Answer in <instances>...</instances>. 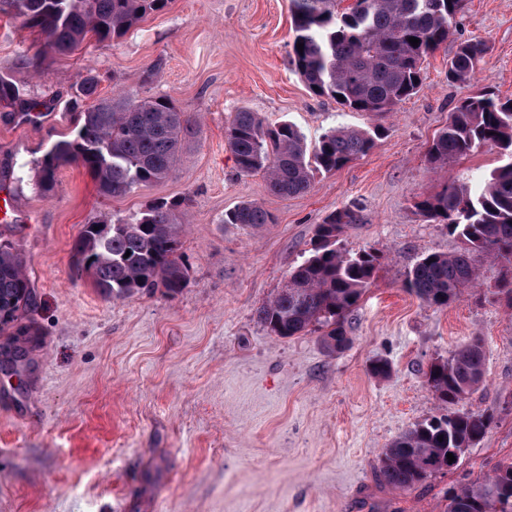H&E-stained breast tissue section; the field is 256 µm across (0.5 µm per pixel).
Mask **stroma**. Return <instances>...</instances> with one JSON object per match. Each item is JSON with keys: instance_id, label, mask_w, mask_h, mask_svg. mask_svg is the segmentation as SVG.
I'll use <instances>...</instances> for the list:
<instances>
[{"instance_id": "35a3bbf8", "label": "stroma", "mask_w": 512, "mask_h": 512, "mask_svg": "<svg viewBox=\"0 0 512 512\" xmlns=\"http://www.w3.org/2000/svg\"><path fill=\"white\" fill-rule=\"evenodd\" d=\"M464 39L488 51L473 81L452 84L448 61ZM291 40L289 0H171L121 40L90 38L66 54L43 51L38 31L0 14V75L39 103L28 116L0 104V199L16 205L0 237L25 259L37 333L27 364L0 373V512H446L453 491L512 459V307L496 294L499 266L476 259L475 287L445 308L404 286L421 256L461 246L415 201L451 183L478 190L505 161L484 145L435 170L425 153L462 98L512 99V0H467L420 91L380 120L311 94L289 64ZM90 71L101 97L166 95L190 112L197 125L173 177L106 197L68 164L52 195L34 190L36 164L70 134L69 94ZM240 108L311 141L339 127L384 132L367 155L282 198L262 174L235 169L224 125ZM181 197L183 291L103 299L73 263L82 227ZM248 201L274 224L225 223ZM353 204L362 219L340 247L384 259L345 323L350 345L330 355L319 332L270 335L257 309L307 257L316 225ZM475 336L485 377L461 406L493 412L491 428L453 469L409 490L384 485L382 449L442 410L429 366ZM378 359L389 376L372 374Z\"/></svg>"}]
</instances>
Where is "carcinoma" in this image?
Masks as SVG:
<instances>
[{
	"mask_svg": "<svg viewBox=\"0 0 512 512\" xmlns=\"http://www.w3.org/2000/svg\"><path fill=\"white\" fill-rule=\"evenodd\" d=\"M169 0H0V12L21 18L44 35V50L69 52L91 37L99 43L123 38L145 16L164 10ZM466 0H291L293 40L290 63L316 96L336 98L352 112L384 116L422 86L424 64L446 42ZM419 43L413 46L408 38ZM303 44L298 51L297 44ZM486 53L479 40L457 43L448 60V81L469 82ZM100 79L89 72L73 88L72 110L78 124L72 138L57 142L38 161L35 189L56 187V172L66 164L86 168L104 196L124 195L140 185L171 177L182 154L192 116L168 96L102 98ZM24 111L36 103L23 88L0 75V103ZM382 128H335L310 142L294 124L269 125L257 112L240 109L225 124V143L241 175L261 173L268 190L280 197L306 193L316 176L343 168L376 145ZM498 147L507 161L472 194L448 185L421 197L416 210L429 221L448 226L462 242L454 253H429L409 271L406 288L421 301L446 307L477 279L474 257L505 268L502 288L512 307V102L483 93L468 96L448 115L433 137L428 163L444 167L474 148ZM187 199H160L144 211L84 225L74 246L77 269L88 274L108 300L139 292L173 298L188 280L179 254L184 232L181 209ZM361 220L357 205L331 212L316 226L309 256L288 274L281 290L257 310L258 320L278 338L302 336L316 327L332 355L350 342L344 323L373 283L383 255L375 249L347 253L337 247L344 229ZM224 223L252 230L274 223L255 202H243L224 214ZM33 288L19 250L0 238V332L12 330L0 352V368L17 370L32 335L23 323ZM481 340L456 347L448 359L432 364L427 382L448 407L394 439L379 459V476L388 486L411 489L432 474L450 470L447 454L461 453L488 432V411L456 408L484 381ZM443 440H438V436ZM448 512H512V463L450 497Z\"/></svg>",
	"mask_w": 512,
	"mask_h": 512,
	"instance_id": "cac0c4a2",
	"label": "carcinoma"
}]
</instances>
